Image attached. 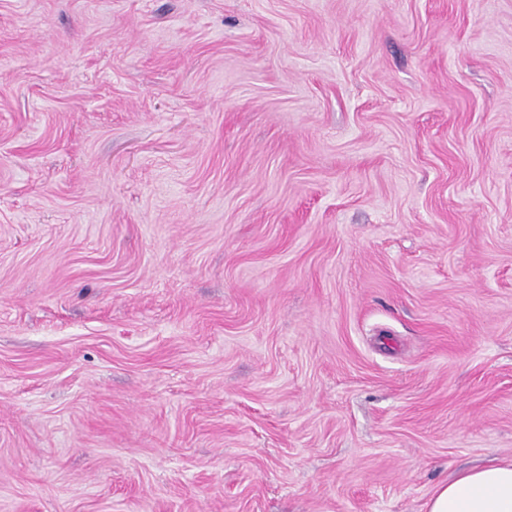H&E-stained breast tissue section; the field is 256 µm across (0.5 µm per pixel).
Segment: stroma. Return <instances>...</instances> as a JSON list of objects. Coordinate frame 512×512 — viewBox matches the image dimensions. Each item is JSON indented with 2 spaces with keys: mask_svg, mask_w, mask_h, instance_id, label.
Returning <instances> with one entry per match:
<instances>
[{
  "mask_svg": "<svg viewBox=\"0 0 512 512\" xmlns=\"http://www.w3.org/2000/svg\"><path fill=\"white\" fill-rule=\"evenodd\" d=\"M512 460V0H0V512H427Z\"/></svg>",
  "mask_w": 512,
  "mask_h": 512,
  "instance_id": "obj_1",
  "label": "stroma"
}]
</instances>
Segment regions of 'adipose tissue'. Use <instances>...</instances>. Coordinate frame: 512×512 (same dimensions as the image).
I'll list each match as a JSON object with an SVG mask.
<instances>
[{"mask_svg": "<svg viewBox=\"0 0 512 512\" xmlns=\"http://www.w3.org/2000/svg\"><path fill=\"white\" fill-rule=\"evenodd\" d=\"M428 512H512V462L454 474L433 491Z\"/></svg>", "mask_w": 512, "mask_h": 512, "instance_id": "obj_1", "label": "adipose tissue"}]
</instances>
